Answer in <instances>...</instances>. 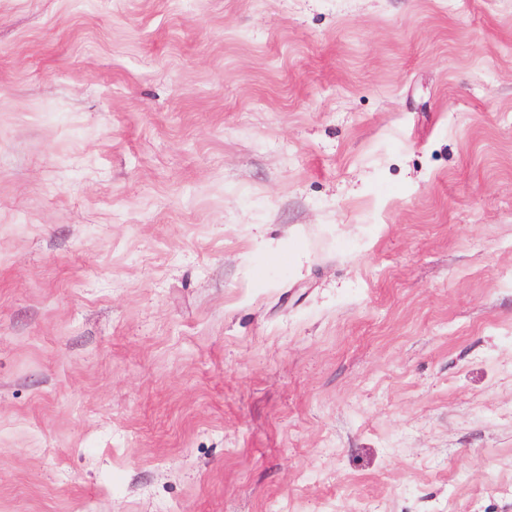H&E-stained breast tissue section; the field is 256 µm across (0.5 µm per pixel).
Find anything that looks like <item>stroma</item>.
Masks as SVG:
<instances>
[{"mask_svg": "<svg viewBox=\"0 0 512 512\" xmlns=\"http://www.w3.org/2000/svg\"><path fill=\"white\" fill-rule=\"evenodd\" d=\"M0 512H512V0H0Z\"/></svg>", "mask_w": 512, "mask_h": 512, "instance_id": "obj_1", "label": "stroma"}]
</instances>
